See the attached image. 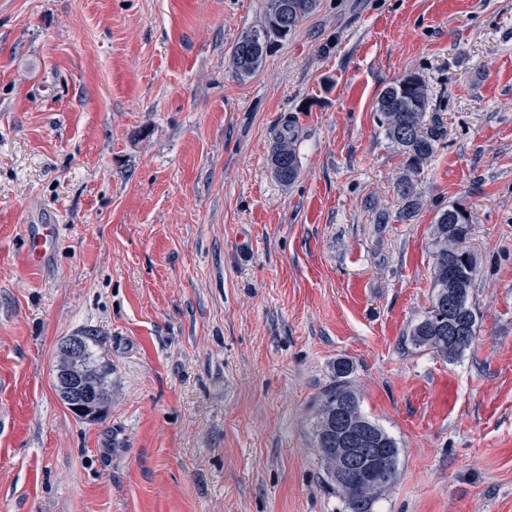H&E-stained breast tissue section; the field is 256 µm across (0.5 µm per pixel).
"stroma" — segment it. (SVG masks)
Wrapping results in <instances>:
<instances>
[{"instance_id": "stroma-1", "label": "stroma", "mask_w": 512, "mask_h": 512, "mask_svg": "<svg viewBox=\"0 0 512 512\" xmlns=\"http://www.w3.org/2000/svg\"><path fill=\"white\" fill-rule=\"evenodd\" d=\"M264 6L0 0V512H344L308 435L340 359L400 448L375 512H512V0H318L242 78ZM410 74L445 136L408 216L376 106ZM456 203L480 328L449 360L408 336ZM30 224L61 227L36 269ZM76 335L99 422L56 389ZM276 140L270 159L273 172L280 182L291 184L300 172L294 134L288 127L280 132Z\"/></svg>"}]
</instances>
